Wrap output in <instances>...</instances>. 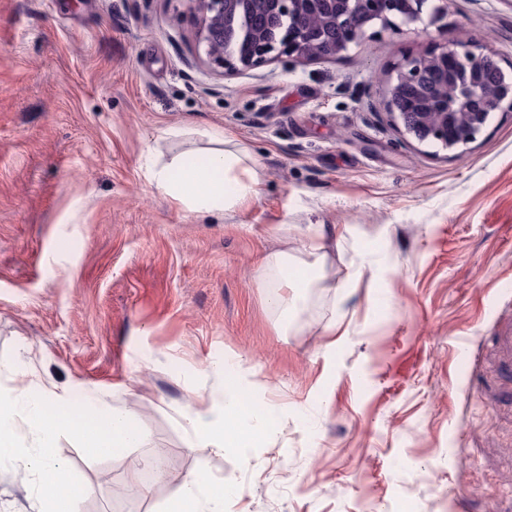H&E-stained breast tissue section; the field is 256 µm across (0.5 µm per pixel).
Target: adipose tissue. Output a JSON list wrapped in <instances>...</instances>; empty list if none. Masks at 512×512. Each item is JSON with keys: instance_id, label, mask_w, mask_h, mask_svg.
<instances>
[{"instance_id": "ef3b65f1", "label": "adipose tissue", "mask_w": 512, "mask_h": 512, "mask_svg": "<svg viewBox=\"0 0 512 512\" xmlns=\"http://www.w3.org/2000/svg\"><path fill=\"white\" fill-rule=\"evenodd\" d=\"M202 163L177 157L166 164L150 163L159 188L189 210L209 214L243 206L258 194L259 180L250 151L232 135L214 131ZM261 267L268 302L275 307L288 304L289 292L315 287L320 274L315 265L279 254L264 258ZM212 373L223 376L219 402L204 405L189 401L182 410L184 427L197 448L216 455L259 448L276 433L273 408L258 410L243 397L239 380L229 365H211ZM236 487L203 471L184 477L172 495L166 512H228Z\"/></svg>"}]
</instances>
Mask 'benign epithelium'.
<instances>
[{"instance_id": "obj_1", "label": "benign epithelium", "mask_w": 512, "mask_h": 512, "mask_svg": "<svg viewBox=\"0 0 512 512\" xmlns=\"http://www.w3.org/2000/svg\"><path fill=\"white\" fill-rule=\"evenodd\" d=\"M198 47L215 72H244L295 59L334 58L378 23L400 30L444 16L430 0H193ZM252 18V26L235 22ZM390 112L420 142L445 149L471 142L491 113L512 112V73L495 55L434 42L397 64L386 82Z\"/></svg>"}]
</instances>
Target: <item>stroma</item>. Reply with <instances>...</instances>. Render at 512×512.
<instances>
[{
  "label": "stroma",
  "instance_id": "stroma-1",
  "mask_svg": "<svg viewBox=\"0 0 512 512\" xmlns=\"http://www.w3.org/2000/svg\"><path fill=\"white\" fill-rule=\"evenodd\" d=\"M192 0H0V388L14 372L146 436L124 456L58 460L118 512L102 476L167 449L237 488L234 512H512V112L442 149L406 134L385 81L452 37L512 68V0H448L427 33L373 26L334 59L219 74ZM224 129L258 163L247 205L199 215L145 163ZM319 287L272 308L265 256ZM236 364L279 409L247 458L192 447L177 411ZM0 468V512H37Z\"/></svg>",
  "mask_w": 512,
  "mask_h": 512
}]
</instances>
